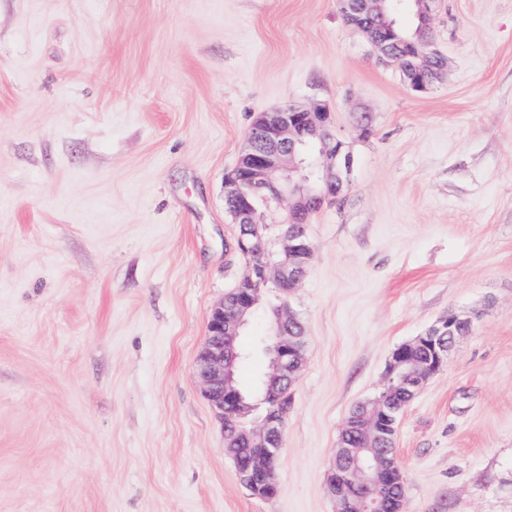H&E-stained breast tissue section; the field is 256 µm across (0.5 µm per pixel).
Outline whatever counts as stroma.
I'll return each instance as SVG.
<instances>
[{
    "label": "stroma",
    "instance_id": "1",
    "mask_svg": "<svg viewBox=\"0 0 512 512\" xmlns=\"http://www.w3.org/2000/svg\"><path fill=\"white\" fill-rule=\"evenodd\" d=\"M412 92L338 0H0V512H336L327 472L392 352L475 314L402 413L404 512H512V0H438ZM327 105L353 156L308 219L275 497L195 377L245 275L224 177L254 119ZM373 133L359 136L361 123Z\"/></svg>",
    "mask_w": 512,
    "mask_h": 512
}]
</instances>
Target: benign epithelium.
Wrapping results in <instances>:
<instances>
[{"instance_id": "benign-epithelium-1", "label": "benign epithelium", "mask_w": 512, "mask_h": 512, "mask_svg": "<svg viewBox=\"0 0 512 512\" xmlns=\"http://www.w3.org/2000/svg\"><path fill=\"white\" fill-rule=\"evenodd\" d=\"M394 0H339L345 22L370 36L367 21L384 19L393 11ZM421 24L429 25L435 0H413ZM379 61L385 65H399L395 43L385 36L375 41ZM309 139L320 143L324 160L319 193L303 194V186L284 183L279 173L285 168L299 169L302 163L300 148ZM344 142L331 131L330 111L321 106L304 109L285 105L272 112L259 114L250 126L247 146L240 156L244 166L233 170L224 181V198L234 223L239 226L238 246L250 256L248 272L237 285V295L224 299L214 307L208 318V337L196 358L195 375L205 398L219 417H224V384L232 375L235 352L233 342L241 336L248 315L258 304L261 291L274 280L288 294L298 285L308 265L311 247L307 235L293 229L281 234L276 259L267 254L263 236L255 216L259 201L288 198L294 224L300 225L312 209L311 198H336V153ZM298 317L290 304L282 302L274 311V325L265 345L271 357L275 382L291 388L298 379L304 363L301 335L294 333ZM473 325V318L450 314L440 319L412 342L398 347L391 356L385 385L379 398L376 414L359 426L364 443L374 446L382 435L378 426L381 414L392 412L389 397L394 392L391 378L399 369H405L404 384L413 396L424 382L446 362L457 340ZM430 343L431 358L423 362L407 359L406 349L411 344ZM285 418L276 413L264 416L261 427L239 429V434L254 449L247 468L237 471L241 484L249 489L260 484L277 491L275 469L283 448ZM350 449L341 448L334 459L335 466L328 474V487L336 502V512H382V504L390 495L389 466L394 464L395 448L388 447L380 454L356 465L341 478H336V465L345 462Z\"/></svg>"}]
</instances>
